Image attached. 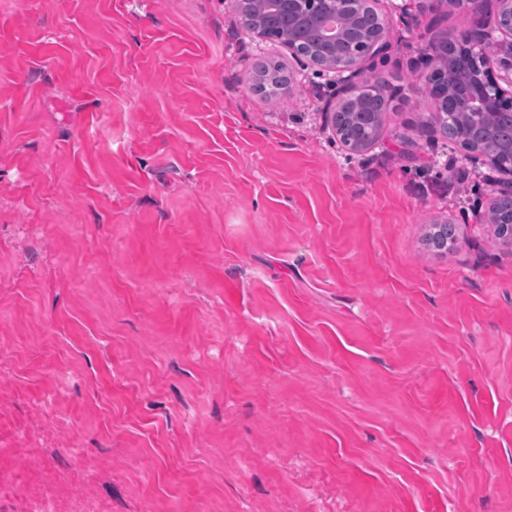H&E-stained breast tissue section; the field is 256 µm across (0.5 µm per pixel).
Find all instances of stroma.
<instances>
[{
    "label": "stroma",
    "instance_id": "obj_1",
    "mask_svg": "<svg viewBox=\"0 0 512 512\" xmlns=\"http://www.w3.org/2000/svg\"><path fill=\"white\" fill-rule=\"evenodd\" d=\"M402 2L355 154L235 0H0V512H512V244L409 67L464 19ZM257 71L262 77L260 90L268 99L275 97L280 86L288 80L287 76L281 69L264 62L257 65Z\"/></svg>",
    "mask_w": 512,
    "mask_h": 512
}]
</instances>
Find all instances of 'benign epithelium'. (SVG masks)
Returning <instances> with one entry per match:
<instances>
[{
  "label": "benign epithelium",
  "mask_w": 512,
  "mask_h": 512,
  "mask_svg": "<svg viewBox=\"0 0 512 512\" xmlns=\"http://www.w3.org/2000/svg\"><path fill=\"white\" fill-rule=\"evenodd\" d=\"M470 18V23L425 47L419 58L410 62L414 70L428 71L427 79L438 99L450 92L458 94L462 112H476L483 119L512 108V0H497L496 11L483 14L485 0H436ZM263 0H238L241 23L259 31L254 7ZM369 0H275V9L288 18L297 38L288 42L295 59L305 60L318 68V73L333 74L328 80L329 94L325 100L326 121L336 124V115L356 99L361 88L358 81L367 58L383 52L387 41L383 28L389 19H380L381 29L366 37L347 38L352 15ZM504 39L493 44L494 34ZM507 60L503 74L495 76L488 66V49ZM462 52L457 64L448 65V51ZM467 157L490 170L509 175L498 180L497 195L489 207L496 208L512 201V145L493 151L478 144H468Z\"/></svg>",
  "instance_id": "1"
}]
</instances>
